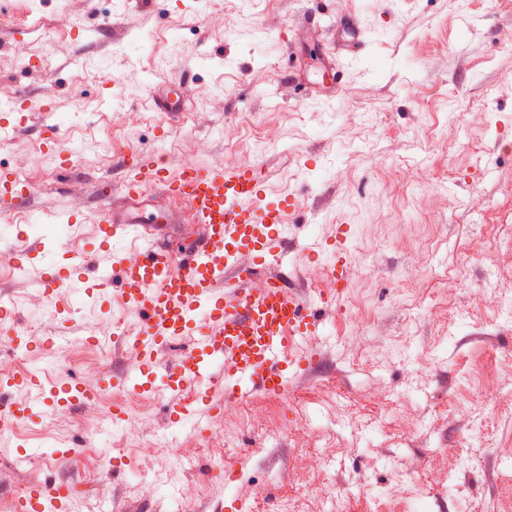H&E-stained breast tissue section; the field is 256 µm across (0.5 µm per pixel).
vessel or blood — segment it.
I'll return each instance as SVG.
<instances>
[{
  "label": "vessel or blood",
  "instance_id": "obj_1",
  "mask_svg": "<svg viewBox=\"0 0 512 512\" xmlns=\"http://www.w3.org/2000/svg\"><path fill=\"white\" fill-rule=\"evenodd\" d=\"M189 82L186 75L171 82L168 96L157 104L165 116L183 107ZM150 184L163 185L172 197L189 204L203 227L199 239L180 251L170 250L154 230L156 216L148 211ZM123 191L133 209L118 214L108 192L96 190V231L103 238L130 243L138 261L130 265L116 258L83 267L81 276L97 281L100 289L116 288L139 318L136 327L121 333L138 359L136 390L166 395L170 419L190 417L198 437L225 403L245 401L257 391L284 394L293 368H307L317 359L313 352L289 355V348L319 340L325 312L343 298L352 260L350 225H337L335 236L325 241L337 287L310 303L289 289L286 274L261 285L256 282L257 267L281 263L293 249L288 235L291 206L269 199L266 181L256 168L197 166L170 181L160 160L139 155L128 163ZM34 281L49 304L64 286L61 278L39 269ZM184 341L190 344L189 353L162 376L152 375L157 353ZM12 387L35 394L32 400L10 403L15 420L54 415L66 405L97 397L83 382L60 387L33 373L0 381V391ZM219 390L224 393L220 401L215 398ZM71 498L70 485L52 480L31 486L16 509L46 512L53 507L59 512Z\"/></svg>",
  "mask_w": 512,
  "mask_h": 512
}]
</instances>
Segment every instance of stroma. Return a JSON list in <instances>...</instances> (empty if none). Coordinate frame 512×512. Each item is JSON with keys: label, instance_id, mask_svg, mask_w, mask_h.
Listing matches in <instances>:
<instances>
[{"label": "stroma", "instance_id": "obj_1", "mask_svg": "<svg viewBox=\"0 0 512 512\" xmlns=\"http://www.w3.org/2000/svg\"><path fill=\"white\" fill-rule=\"evenodd\" d=\"M12 2L24 16L0 27V169L24 171L26 183L0 237H69L65 212L89 214L98 186L125 210L124 153L160 159L173 178L196 140L197 165L235 154L294 199L288 261L309 298L326 259L309 262L305 247L348 224L354 261L317 364L288 390L291 427L262 392L246 400V421L212 419L237 431L233 448L174 434L156 397L118 425L78 403L54 427L7 430L0 499L56 475L103 512H217L238 500L272 512L288 499L294 512H327L313 488L329 481L341 492L336 512H462L491 500L512 512V314L497 310L512 305V0ZM352 22L365 43L358 55L346 46ZM20 40L30 44L23 62L12 52ZM181 66L196 82L179 122L165 125L150 97ZM48 125L70 155L69 177L61 152L40 145ZM152 211L172 246L200 231L185 202L157 195ZM23 261L18 246L0 260V295L14 302L4 325L28 343L23 370L59 385L83 379L96 357L88 336L107 341L104 376L136 370L130 346L111 340L115 322L135 315L86 287L33 313ZM357 307L370 317L362 336L344 318ZM479 352L505 359L507 383L485 409L467 402ZM169 437L171 450L154 451ZM63 444L76 456L29 463ZM182 454L198 469L180 468ZM116 455L113 473L103 461ZM212 465L242 477L202 489ZM139 472L160 482L135 495ZM412 486L419 500L406 497Z\"/></svg>", "mask_w": 512, "mask_h": 512}]
</instances>
